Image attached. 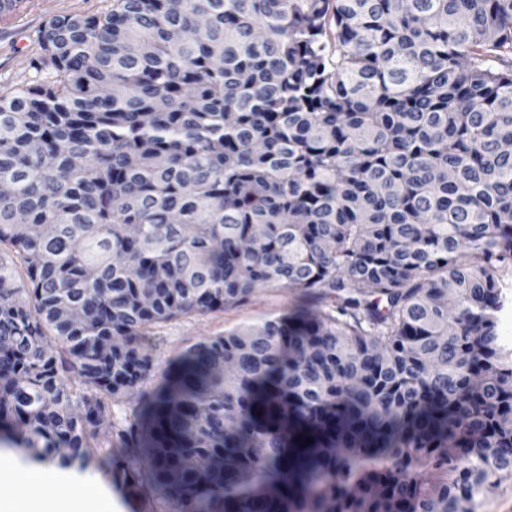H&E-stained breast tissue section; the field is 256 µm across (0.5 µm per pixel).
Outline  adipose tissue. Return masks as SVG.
Listing matches in <instances>:
<instances>
[{
	"instance_id": "adipose-tissue-1",
	"label": "adipose tissue",
	"mask_w": 512,
	"mask_h": 512,
	"mask_svg": "<svg viewBox=\"0 0 512 512\" xmlns=\"http://www.w3.org/2000/svg\"><path fill=\"white\" fill-rule=\"evenodd\" d=\"M17 488L14 502L0 499V512H111L95 484L59 475L53 469L23 471L0 460V482Z\"/></svg>"
}]
</instances>
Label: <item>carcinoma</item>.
I'll return each instance as SVG.
<instances>
[{
  "label": "carcinoma",
  "instance_id": "carcinoma-1",
  "mask_svg": "<svg viewBox=\"0 0 512 512\" xmlns=\"http://www.w3.org/2000/svg\"><path fill=\"white\" fill-rule=\"evenodd\" d=\"M39 43L0 89V444L163 512H477L512 475V0H112ZM268 286L321 309L112 418L151 328ZM501 278L511 285V289L509 301L499 315V333L507 347L512 349V270L504 271Z\"/></svg>",
  "mask_w": 512,
  "mask_h": 512
}]
</instances>
